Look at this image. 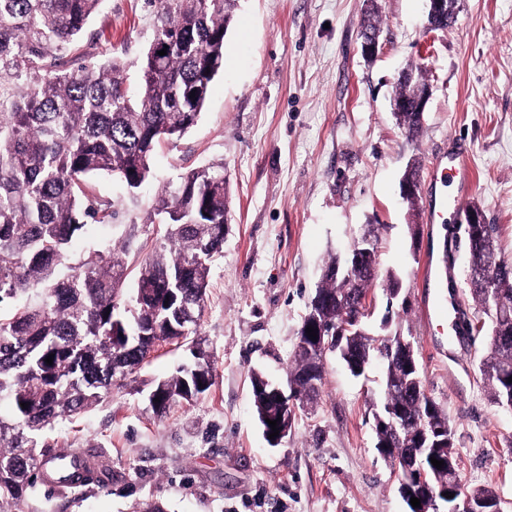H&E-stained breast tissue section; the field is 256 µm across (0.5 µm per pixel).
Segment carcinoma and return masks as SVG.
Instances as JSON below:
<instances>
[{
    "instance_id": "1",
    "label": "carcinoma",
    "mask_w": 512,
    "mask_h": 512,
    "mask_svg": "<svg viewBox=\"0 0 512 512\" xmlns=\"http://www.w3.org/2000/svg\"><path fill=\"white\" fill-rule=\"evenodd\" d=\"M101 0H0V512L19 509L39 466L52 480L84 487L102 465L96 455L54 450L45 433L60 420L97 405L121 385L154 347L196 335L212 259L224 250L227 191L224 166L190 170L175 188L162 190L152 207L164 234L126 288V250L104 243L72 259L73 239L87 220L112 217V202L96 196L89 179L105 173L129 189L148 180L153 152L192 128L224 70V38L239 0H148L154 25L137 65V93L128 87L126 64H81L77 47ZM167 49L164 56L158 51ZM422 68L398 81L403 101L397 122L409 137L420 130L416 115ZM497 227L479 224L467 237L469 263L489 269L485 289L469 282L489 319V348L482 363L491 400L512 401V263L496 247ZM325 264L315 295L328 301L329 324L353 312L343 284ZM357 290L368 291L377 274L353 272ZM350 371L361 374L364 354L394 348L396 371L385 377L382 410L402 409L392 429L374 419L377 444L403 455L433 427L453 433L452 422L422 391L416 352L398 336H352ZM199 362L157 383L149 403L158 415L197 397L213 384L200 344ZM54 355L53 364L45 362ZM317 364L297 351L288 371L290 394L301 402L307 373ZM260 425L276 418L279 404L267 379L251 376ZM28 404L22 408L21 404Z\"/></svg>"
}]
</instances>
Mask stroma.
<instances>
[{"instance_id": "35a3bbf8", "label": "stroma", "mask_w": 512, "mask_h": 512, "mask_svg": "<svg viewBox=\"0 0 512 512\" xmlns=\"http://www.w3.org/2000/svg\"><path fill=\"white\" fill-rule=\"evenodd\" d=\"M376 4L381 49L369 62L360 48L365 0H239L224 71L196 125L156 148L140 188L91 178L113 216L95 236L76 237L71 254L128 241L134 276L159 242V224L148 221L158 193L193 168L223 164L224 251L211 264L198 325L213 385L156 415L151 391L194 357L188 341L154 348L110 397L48 435L55 448L99 453L111 479L73 494L36 482L19 512H135L148 499L165 512H407L376 449L383 365L355 377L327 356L315 400L297 409L275 447L251 392L255 371L286 383L325 263L366 224L378 229L379 276L401 285L392 304L382 288L369 291L368 330L379 333L388 315L390 330L411 338L423 390L452 421L463 483L494 490L512 512V410L490 400L482 338L455 335L485 319L467 283V247L455 215L430 229L427 188L413 204L400 195L408 160L427 168L433 156L467 149L474 180L464 202L497 225L501 255L512 261V0H458L444 29L427 27V0ZM152 23L146 0H102L88 24L98 62L117 55L136 65ZM411 65L431 86L412 138L391 106ZM442 245L455 267L447 293L422 279Z\"/></svg>"}]
</instances>
